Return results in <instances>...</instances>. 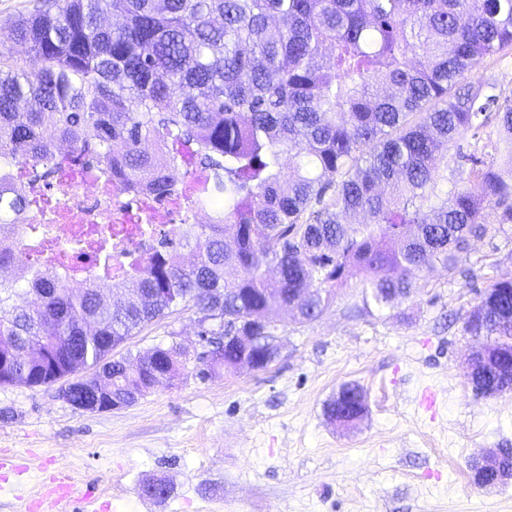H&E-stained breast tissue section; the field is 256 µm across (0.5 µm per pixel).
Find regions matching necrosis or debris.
I'll use <instances>...</instances> for the list:
<instances>
[{"label":"necrosis or debris","mask_w":512,"mask_h":512,"mask_svg":"<svg viewBox=\"0 0 512 512\" xmlns=\"http://www.w3.org/2000/svg\"><path fill=\"white\" fill-rule=\"evenodd\" d=\"M29 190L43 198V205L15 216L18 224L55 223L61 241L73 239L90 243L91 232L98 225H112L123 249L135 255L152 252L170 227L192 224L198 217L185 209L179 198L139 197L123 201L110 177L96 168L81 169L69 165L56 167L48 181L35 182ZM155 224L152 234L137 231V224Z\"/></svg>","instance_id":"4bbe7bcc"}]
</instances>
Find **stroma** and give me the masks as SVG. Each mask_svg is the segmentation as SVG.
<instances>
[{
	"label": "stroma",
	"mask_w": 512,
	"mask_h": 512,
	"mask_svg": "<svg viewBox=\"0 0 512 512\" xmlns=\"http://www.w3.org/2000/svg\"><path fill=\"white\" fill-rule=\"evenodd\" d=\"M42 0H0V53L22 56L12 22ZM512 273V239L473 241L455 272L437 268L408 299L364 307L350 274L329 310L302 323L272 316L279 358L256 372L198 374L193 310L145 325L112 352L135 358L176 342L187 365L137 403L78 412L57 387L0 385V512H22L52 477L93 493L75 512H512V482L473 483L468 463L512 448V393L475 395L464 374L474 341L466 313L494 273ZM360 385L367 412L329 422L343 385ZM163 482L165 497L145 494Z\"/></svg>",
	"instance_id": "1"
}]
</instances>
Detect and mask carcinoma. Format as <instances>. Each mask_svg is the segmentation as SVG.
I'll use <instances>...</instances> for the list:
<instances>
[{"label": "carcinoma", "instance_id": "1", "mask_svg": "<svg viewBox=\"0 0 512 512\" xmlns=\"http://www.w3.org/2000/svg\"><path fill=\"white\" fill-rule=\"evenodd\" d=\"M13 29L29 53L0 61V211L30 205L11 167L48 177L63 139L70 165H97L134 198L183 197L212 222L181 224L128 264L101 224L73 268L47 253L51 225L0 218L17 238L0 254V354L11 356L0 384L50 387L102 366L185 308L218 307L200 376L271 359V322L257 316L316 320L352 270L364 304L383 308L422 274L454 271L470 239L512 226V95L464 82L512 51V0H43ZM469 133L483 146L465 169ZM488 293L507 362L512 274L491 277ZM226 313L257 337L251 347L224 345ZM155 350L115 362L109 393L133 404L154 372L185 367L180 344ZM476 376L478 396L512 392L497 373ZM348 394L366 400L343 386L330 420L362 417Z\"/></svg>", "mask_w": 512, "mask_h": 512}]
</instances>
